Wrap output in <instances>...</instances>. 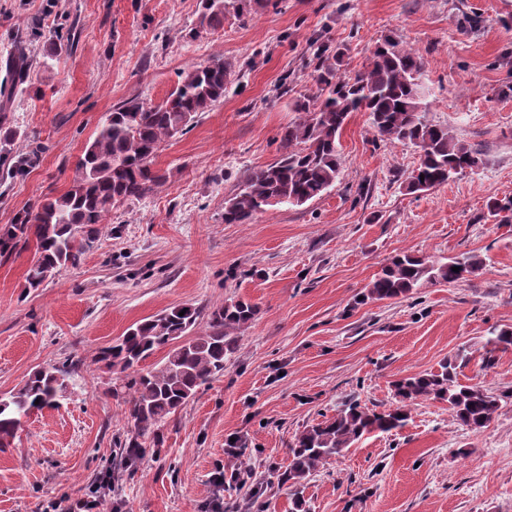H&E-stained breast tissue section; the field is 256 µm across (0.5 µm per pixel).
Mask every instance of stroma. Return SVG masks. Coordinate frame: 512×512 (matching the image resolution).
Segmentation results:
<instances>
[{
  "label": "stroma",
  "instance_id": "35a3bbf8",
  "mask_svg": "<svg viewBox=\"0 0 512 512\" xmlns=\"http://www.w3.org/2000/svg\"><path fill=\"white\" fill-rule=\"evenodd\" d=\"M67 18L73 49L41 59L16 90L14 149L45 150L24 179L0 171V226L69 188L86 143L128 97L160 103L179 71L218 53L235 73L223 102L157 155L164 181L116 206L78 266L29 293L34 246L0 257V394L42 367L76 369L60 405L33 413L0 451V512L80 497L109 466L101 512H213L218 498L223 512L260 502L295 512L278 475L296 434L352 401L387 409L394 380L460 352L458 382L502 395L490 426L474 433L447 404L416 403L398 432L367 435L321 466L305 512H512V350L485 349L492 328L512 327V224L486 208L512 198V0H264L196 36L197 0H0V79L19 41L43 49ZM386 36L423 56L426 120L478 148L479 167L407 193L415 149L380 141L368 113L355 112L325 195L225 223V198L281 156L295 98L316 89L313 41L341 49L340 71L352 76ZM401 251L485 263L455 285L361 300ZM228 299L257 313L223 375L161 424L160 446L120 466L114 442L134 428L97 352L166 307ZM234 471L237 481L214 485Z\"/></svg>",
  "mask_w": 512,
  "mask_h": 512
}]
</instances>
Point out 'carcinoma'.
Wrapping results in <instances>:
<instances>
[{
  "instance_id": "carcinoma-1",
  "label": "carcinoma",
  "mask_w": 512,
  "mask_h": 512,
  "mask_svg": "<svg viewBox=\"0 0 512 512\" xmlns=\"http://www.w3.org/2000/svg\"><path fill=\"white\" fill-rule=\"evenodd\" d=\"M259 0H199L198 25L223 24L227 7L238 14L252 10ZM72 47L70 38L56 32L47 40L46 55ZM317 47V92L294 102L298 118L281 134L282 155L273 163L247 173L238 192L224 201V223L248 224L254 216L277 205L300 206L323 196L343 168L338 149L341 130L353 112L369 113L377 136L391 144L411 146L419 163L407 177L406 191L414 194L448 183L466 169L481 163L478 149L461 143L448 129L433 125L423 115L424 58L403 48L390 37L378 42L366 69L353 77L336 72L342 53L328 55ZM8 80L0 83V161L13 178L29 173L37 153L13 152L19 132L6 112L17 86L25 82L30 60L20 49L5 62ZM231 65L221 55L207 63L190 65L178 74L175 87L159 104L139 97L122 102L107 115L88 141L75 167L70 188L59 196L45 197L22 211L16 221L0 228V257H8L20 243L36 242L35 257L25 278L26 290H37L64 266L78 265L99 238V225L112 208L138 200L161 180L152 164L161 147L186 134L195 119L224 99ZM488 213L499 224H512V199L492 198ZM459 271H453V268ZM483 267V259L466 252L446 260H431L408 252L393 256L366 286L363 297L383 301L404 296L425 283L456 284ZM256 315V307L230 300L209 312L193 304L170 307L130 328L102 349L97 361L125 374L112 396L129 404L128 419L135 434L119 444L120 458L132 463L146 451L144 438L161 443L159 425L197 392L224 373V363L239 347L242 330ZM206 319L198 336L190 332ZM492 350L512 348V328L490 332ZM167 349L162 364L141 374L135 371L151 355ZM72 373L67 368L46 367L34 372L19 389L0 395V447L14 437L23 420L44 408L55 407L66 392ZM395 403L376 411L349 402L330 418L306 427L295 436L288 468L279 481L293 488L297 507L303 490L327 459L343 454L364 436L403 428L410 406L420 401L445 402L463 426L481 432L494 420L500 396L479 385L457 382V364L444 361L440 369L394 381Z\"/></svg>"
}]
</instances>
